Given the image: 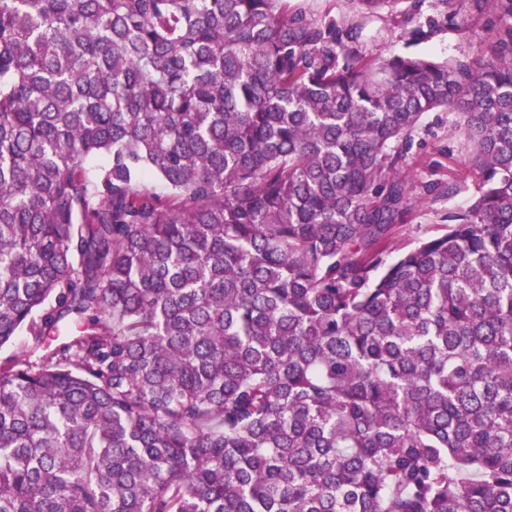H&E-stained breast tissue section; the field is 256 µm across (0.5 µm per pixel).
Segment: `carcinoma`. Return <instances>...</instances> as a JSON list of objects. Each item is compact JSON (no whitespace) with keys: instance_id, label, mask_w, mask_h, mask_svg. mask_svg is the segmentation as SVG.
I'll return each mask as SVG.
<instances>
[{"instance_id":"carcinoma-1","label":"carcinoma","mask_w":512,"mask_h":512,"mask_svg":"<svg viewBox=\"0 0 512 512\" xmlns=\"http://www.w3.org/2000/svg\"><path fill=\"white\" fill-rule=\"evenodd\" d=\"M445 23L0 0V512H512V0ZM440 108L477 192L389 261ZM294 10L308 18L322 22L365 23L360 51L368 58L384 57L391 53H415L438 59L459 56L475 57L486 39L481 24L474 26L467 38L461 39L448 32L445 18L448 0H425L420 14L412 15L410 3L399 5L397 10L366 14L358 0H288ZM435 26L434 33L426 40L414 42L410 31L423 26L428 30Z\"/></svg>"}]
</instances>
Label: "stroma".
<instances>
[{
  "label": "stroma",
  "instance_id": "obj_1",
  "mask_svg": "<svg viewBox=\"0 0 512 512\" xmlns=\"http://www.w3.org/2000/svg\"><path fill=\"white\" fill-rule=\"evenodd\" d=\"M291 8L322 21L364 24L360 51L369 58L392 53H415L438 59L476 56L486 32L474 26L467 38L449 32L445 18L448 0H425L420 13L409 4L397 10L366 14L358 0H289ZM423 26L432 28L431 37L412 41L410 32ZM467 143L455 126L450 111L438 109L422 116L413 133V145L406 158L409 213L398 225L391 242V255L414 247L421 239L445 233L443 221L448 209L466 204L476 192L478 176L464 162ZM457 185L456 195H448L449 185Z\"/></svg>",
  "mask_w": 512,
  "mask_h": 512
}]
</instances>
